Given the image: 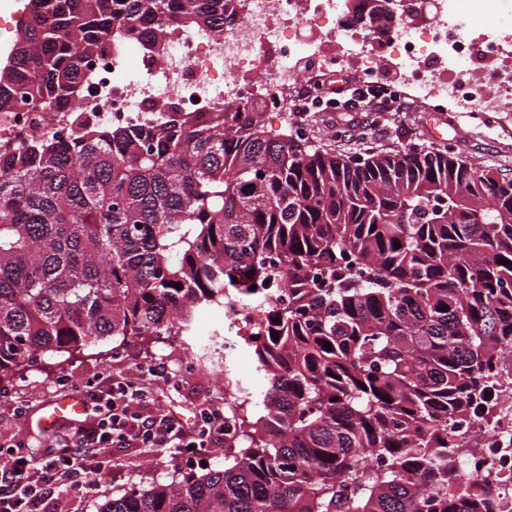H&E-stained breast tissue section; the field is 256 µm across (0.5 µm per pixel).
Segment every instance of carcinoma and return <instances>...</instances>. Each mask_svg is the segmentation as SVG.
<instances>
[{
  "instance_id": "carcinoma-1",
  "label": "carcinoma",
  "mask_w": 512,
  "mask_h": 512,
  "mask_svg": "<svg viewBox=\"0 0 512 512\" xmlns=\"http://www.w3.org/2000/svg\"><path fill=\"white\" fill-rule=\"evenodd\" d=\"M228 2L29 0L0 111H54L118 28L159 54L222 33ZM249 297L264 388L240 395L224 366V468L173 457L96 512H492L449 422L501 415L512 180L449 150L338 155L252 103L0 157V373L128 336L210 364L195 312Z\"/></svg>"
}]
</instances>
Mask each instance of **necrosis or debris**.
<instances>
[{
  "label": "necrosis or debris",
  "mask_w": 512,
  "mask_h": 512,
  "mask_svg": "<svg viewBox=\"0 0 512 512\" xmlns=\"http://www.w3.org/2000/svg\"><path fill=\"white\" fill-rule=\"evenodd\" d=\"M432 4L390 31L350 25L344 0H235L223 34L179 31L160 56L145 35L114 38L88 64L74 100L51 112H0V157L37 141L72 143L88 123L148 129L161 122L169 101L197 114L256 101L284 112L298 85L317 94L316 74L346 69L371 81L386 64L400 77L397 98L415 92L417 102L438 112H512V0ZM131 47L138 51L134 66ZM459 429L470 438L461 475L512 504L505 424L466 421Z\"/></svg>",
  "instance_id": "4bbe7bcc"
}]
</instances>
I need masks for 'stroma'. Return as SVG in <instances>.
<instances>
[{"label":"stroma","instance_id":"obj_1","mask_svg":"<svg viewBox=\"0 0 512 512\" xmlns=\"http://www.w3.org/2000/svg\"><path fill=\"white\" fill-rule=\"evenodd\" d=\"M307 130L310 140L319 147L336 153L355 155L370 149L376 152L404 151L410 147L433 149L442 145L462 159L493 168L498 175L512 177V113L505 112H381L364 109L360 112H310L297 119ZM143 344L139 339L127 340L120 355H113L111 344L101 351H88L58 363L56 356L37 355L33 363L11 379L14 391L26 401L29 413L23 417L0 416V442L27 438L33 449L46 447L48 433L38 428L36 419L45 412L52 398L71 395L68 387L57 386L60 376L69 374L85 381L100 371L132 376L143 362ZM153 359L176 369L173 384L154 392L160 413H176L184 421L198 414L212 388V375L183 374L178 370V354L169 346L156 345ZM113 468L103 469L97 476L98 491L92 498L78 503L79 512H94L96 503L123 493L130 484L148 485L170 480L165 466L171 453L157 448L130 445L109 448Z\"/></svg>","mask_w":512,"mask_h":512}]
</instances>
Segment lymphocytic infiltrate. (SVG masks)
<instances>
[{"mask_svg": "<svg viewBox=\"0 0 512 512\" xmlns=\"http://www.w3.org/2000/svg\"><path fill=\"white\" fill-rule=\"evenodd\" d=\"M147 374L146 385L103 373L76 386L84 418L62 423L39 456L26 453L25 439L15 440L14 451L0 455V512H46L49 502L90 496L103 468V449L133 440L184 457L222 447L227 424L223 406L209 405L192 426H185L152 404V386L169 382L172 369L155 361Z\"/></svg>", "mask_w": 512, "mask_h": 512, "instance_id": "obj_1", "label": "lymphocytic infiltrate"}]
</instances>
